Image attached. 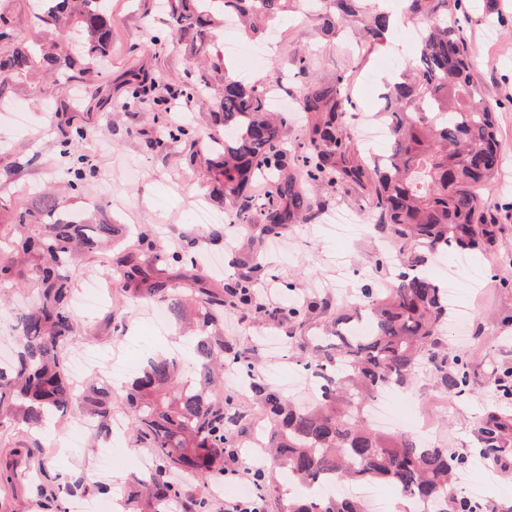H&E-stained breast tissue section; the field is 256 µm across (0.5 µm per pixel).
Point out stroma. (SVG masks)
<instances>
[{"mask_svg":"<svg viewBox=\"0 0 512 512\" xmlns=\"http://www.w3.org/2000/svg\"><path fill=\"white\" fill-rule=\"evenodd\" d=\"M470 0L462 26L472 60V74L480 88L498 100L495 113L504 156L502 170L485 204L497 217L493 244L470 256L460 285L459 301L469 319L461 327L446 324L442 338L449 352H461L468 364L469 387L462 395L439 389L429 369H421L396 401H427L434 415L431 442L453 453L476 458L481 446L480 423L488 411L512 414V398L503 397L496 382L512 373V0ZM385 9L398 16L396 32L383 45L355 49L351 28L362 27L365 16L352 22L332 18L289 19L272 27L271 58L256 51V42L234 33L235 50H227L223 36H215L200 58L222 54L229 69L247 82L264 81L269 61L280 73L269 94L282 111L284 168L292 170L308 141L302 112L292 110L309 84H336L350 79L349 102L342 134L347 143L369 142L385 153L386 140H369L376 112L383 106L387 82L398 76L415 55L412 34L401 20L403 0H384ZM112 53L101 66L68 72L62 90H49L48 79L37 74L12 79L0 86V233L10 232L18 208L38 192L51 191L61 210L95 213L100 221L127 234L128 253L142 266L163 270L166 277L192 274L214 291H223L235 279H251L259 287L275 289V305L254 310L227 302L220 334L225 344L240 352L250 375L225 377L219 397L232 399L243 415L238 437L253 436V420L263 410L256 384L281 391L290 400L309 404L314 392L302 391L295 378L308 356L299 339L332 328L336 309L360 292L362 273L372 272L374 284L384 286L399 272L385 263L386 233L372 221L373 201L368 191L353 185L325 187L310 193L321 204L323 218L282 225L277 233L262 235V214L243 229L219 221L201 224L193 211L206 204L221 212L216 183L207 175L205 156L188 159V144L168 133L182 125L198 134L213 132L215 106L192 102L187 119L168 112L169 90L186 88L197 71L183 48L168 41L159 0H111ZM42 35L32 15V0H0V51L11 39L35 40ZM138 84L143 104L132 102L131 84ZM80 138L92 175L81 188L71 189L67 171L73 157L64 154L65 140ZM349 211L358 221L337 234L328 218ZM184 254L177 262L173 253ZM16 285L0 293L6 306L0 312V353L9 354L18 312L31 308L37 296L38 268L34 256L13 252ZM113 255L85 256L82 271L72 279L76 313L74 346L95 361L91 373L98 386L110 392L112 413L126 416L123 375H134L149 356L174 353L183 344L175 322L156 324L151 304L133 298L120 277L106 278L104 269ZM312 303L301 318L288 317L292 300ZM76 416H61L57 428L35 433L0 417V470L13 468L16 478L0 491V512H56L45 493L59 472H68L66 504L85 501L92 512H152L148 498L129 504L128 488L151 448L131 432L119 440L78 428ZM110 487V494L98 491ZM463 494L478 492L487 512H512V433L507 449L489 467L474 466L461 474Z\"/></svg>","mask_w":512,"mask_h":512,"instance_id":"1","label":"stroma"}]
</instances>
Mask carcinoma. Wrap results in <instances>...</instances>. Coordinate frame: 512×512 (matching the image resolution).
<instances>
[{
	"label": "carcinoma",
	"instance_id": "obj_1",
	"mask_svg": "<svg viewBox=\"0 0 512 512\" xmlns=\"http://www.w3.org/2000/svg\"><path fill=\"white\" fill-rule=\"evenodd\" d=\"M298 0H167L164 22L169 35L190 52L205 42L212 30L234 15L246 36L259 38L258 21H272L295 9ZM310 13L333 4L347 16L356 13L359 0H303ZM416 21V57L394 85L396 99L408 108L386 107L382 121L389 150L382 159H362L361 151L343 142L339 114L348 101L339 88L311 86L302 97L311 135L299 170L280 177L283 159L278 149L283 124L269 115L266 88L244 83L224 72L221 84L202 76L190 95L210 97L217 110L215 124L224 138L201 142L185 128L173 138L189 140V162L199 152L208 154L209 178L221 187V200L233 212L234 223L251 224V213L265 211L273 224H288L311 208L303 184L334 188L354 183L373 199L375 227L392 233L397 259L407 265L398 280L386 288L364 285L351 307L337 309L336 321L349 320L347 310L364 319L365 326L336 331L338 343L322 345L308 337L311 358L305 368L319 371L324 391L310 407L294 408L277 390L262 393V405L274 430L271 447L283 476L307 489L291 500L286 512H368L366 504L336 492L338 484H392L408 501L425 506L423 512H479L480 504L455 489L456 474L467 457L433 446L409 428H373L365 420L367 404L388 388H402L425 363L434 367L436 382L450 394H462L469 384L462 355H448L440 329L448 320V295L425 274L431 254L450 248L472 254L496 237V217L476 193L488 188L502 165L495 124V106L485 100L468 62V45L459 15L468 0H404ZM35 20L54 37L13 41L0 54V77L18 78L36 69L63 79L66 70L95 66L111 53L110 0H35ZM391 18L374 12L365 26L364 45L384 41ZM268 182L267 194H249L252 182ZM37 214L22 241V249L39 259L38 303L19 317L17 352L0 363V408L29 428L42 427L78 405L87 409L90 423L102 434L112 429V404L102 388L75 389L67 363L75 319L69 308L71 276L82 256L101 251L112 238V225L94 224L61 212L55 198L40 196ZM117 273L136 284L139 297L165 305L174 318L195 305L201 327L217 326L224 318V296L197 278L166 285L148 282L136 266L121 265ZM254 285L242 280L230 296L250 304ZM224 337L196 336L191 370L186 378L178 355L156 354L126 385L129 425L155 455V468L133 482L169 512L179 488L167 479L171 470L190 473L203 488L224 475V450L231 447V403L214 397L210 387L224 361ZM512 431V418L490 412L480 432L483 452L501 451L503 434Z\"/></svg>",
	"mask_w": 512,
	"mask_h": 512
}]
</instances>
